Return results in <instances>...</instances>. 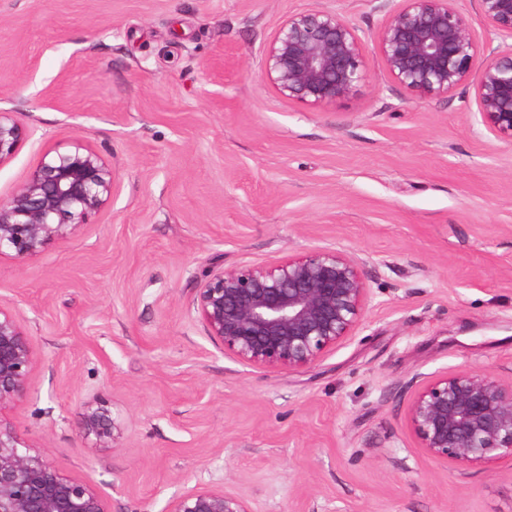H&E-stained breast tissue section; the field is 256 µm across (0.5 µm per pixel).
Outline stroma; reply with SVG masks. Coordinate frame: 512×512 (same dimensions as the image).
Instances as JSON below:
<instances>
[{
    "instance_id": "obj_1",
    "label": "stroma",
    "mask_w": 512,
    "mask_h": 512,
    "mask_svg": "<svg viewBox=\"0 0 512 512\" xmlns=\"http://www.w3.org/2000/svg\"><path fill=\"white\" fill-rule=\"evenodd\" d=\"M308 9L384 18L373 0H0V113L27 131L0 197L74 138L116 178L74 235L0 255L34 353L0 421L109 512L196 488L252 512H512V459L444 467L405 419L415 375L512 377V147L473 126L469 87L409 94L373 51L353 96L282 97L262 49ZM320 249L366 258L370 302L309 368L243 364L187 311L212 263ZM99 398L108 448L76 426Z\"/></svg>"
}]
</instances>
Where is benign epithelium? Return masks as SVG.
I'll return each mask as SVG.
<instances>
[{
	"mask_svg": "<svg viewBox=\"0 0 512 512\" xmlns=\"http://www.w3.org/2000/svg\"><path fill=\"white\" fill-rule=\"evenodd\" d=\"M458 0H383L382 25L365 34L338 14L310 9L288 16L262 50L268 81L285 98L324 107L354 95L369 79L367 44L408 93L428 99L472 89L468 110L495 141L512 146V0H475L486 33L477 32ZM24 129L0 113V164L15 154ZM111 166L75 138L46 151L28 178L0 198V255L25 262L74 234L108 205ZM366 260L340 249L270 264L211 267L197 282L191 309L225 354L254 368L297 371L350 336L370 298ZM33 351L14 317L0 309V408L22 397ZM405 417L433 459L457 468L512 458V379L462 370L421 375ZM79 431L108 448L115 421L103 400L79 412ZM0 512H107L88 483L66 478L0 423ZM167 512H251L240 496L197 488Z\"/></svg>",
	"mask_w": 512,
	"mask_h": 512,
	"instance_id": "1",
	"label": "benign epithelium"
}]
</instances>
